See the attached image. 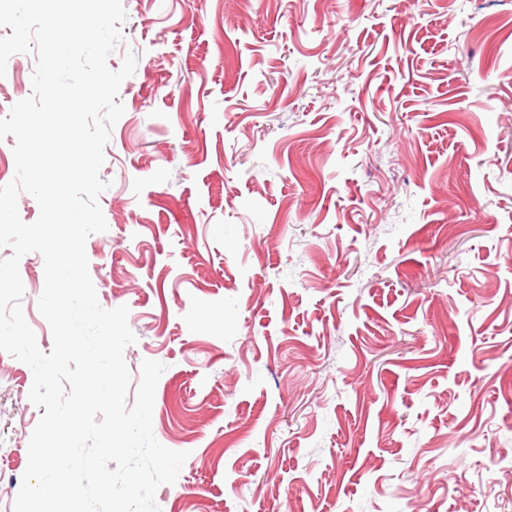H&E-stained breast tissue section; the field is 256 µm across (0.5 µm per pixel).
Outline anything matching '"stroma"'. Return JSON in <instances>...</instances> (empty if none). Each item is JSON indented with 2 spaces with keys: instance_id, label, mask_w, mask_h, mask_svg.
<instances>
[{
  "instance_id": "stroma-1",
  "label": "stroma",
  "mask_w": 512,
  "mask_h": 512,
  "mask_svg": "<svg viewBox=\"0 0 512 512\" xmlns=\"http://www.w3.org/2000/svg\"><path fill=\"white\" fill-rule=\"evenodd\" d=\"M123 6L86 255L132 379L165 366L160 512H512V0ZM19 272L50 352L42 256ZM32 383L0 352V512Z\"/></svg>"
}]
</instances>
